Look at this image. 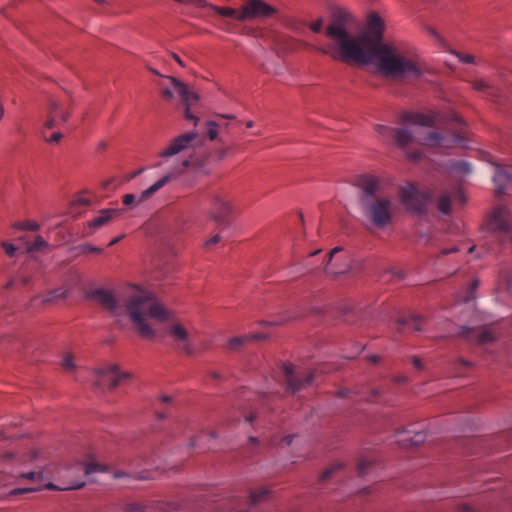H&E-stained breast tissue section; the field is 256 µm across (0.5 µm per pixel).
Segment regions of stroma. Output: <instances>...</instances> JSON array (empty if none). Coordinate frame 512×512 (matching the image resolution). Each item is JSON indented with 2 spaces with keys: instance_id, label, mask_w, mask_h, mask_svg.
Returning <instances> with one entry per match:
<instances>
[{
  "instance_id": "1",
  "label": "stroma",
  "mask_w": 512,
  "mask_h": 512,
  "mask_svg": "<svg viewBox=\"0 0 512 512\" xmlns=\"http://www.w3.org/2000/svg\"><path fill=\"white\" fill-rule=\"evenodd\" d=\"M0 512H512V0L0 9ZM108 291L112 296L113 312L126 319L135 329L148 328L156 336H167L169 334L170 322L167 316L162 313L158 314L153 321L147 323L128 314V305L126 304L128 295L145 298L152 296L151 293L146 290H132L129 288H117L115 286Z\"/></svg>"
}]
</instances>
